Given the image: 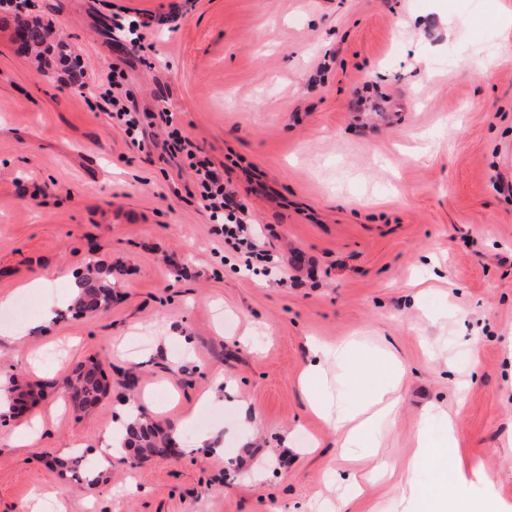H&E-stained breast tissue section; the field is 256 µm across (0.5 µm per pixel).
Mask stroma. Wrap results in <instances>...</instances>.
I'll return each mask as SVG.
<instances>
[{
  "label": "stroma",
  "mask_w": 512,
  "mask_h": 512,
  "mask_svg": "<svg viewBox=\"0 0 512 512\" xmlns=\"http://www.w3.org/2000/svg\"><path fill=\"white\" fill-rule=\"evenodd\" d=\"M139 51L119 8L159 14ZM512 0H33L83 65L72 84L0 9V382L43 395L0 425V512L34 492L64 512H401L394 487L456 421L452 461L489 483L449 489L447 512H512ZM494 76L471 75L474 59ZM120 65L131 104L169 108L238 192L281 272L240 270L187 194L164 129L140 149L99 102ZM112 266V306L66 311L72 277ZM54 317L25 337L22 297ZM393 355L365 380L396 385L391 416L355 447L301 384L312 343ZM92 357L110 384L89 413L59 410ZM216 402L199 407L200 397ZM183 420L176 455L105 459L132 405ZM427 423H420V416ZM34 426L31 445L11 444ZM209 433L220 452L201 446ZM79 447L97 482L61 478ZM388 472L377 475L378 461Z\"/></svg>",
  "instance_id": "1"
}]
</instances>
